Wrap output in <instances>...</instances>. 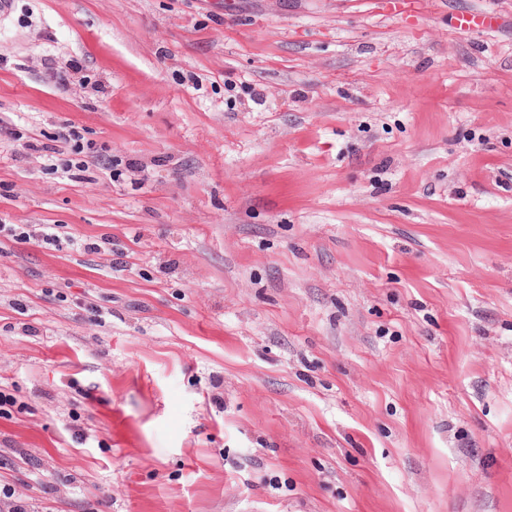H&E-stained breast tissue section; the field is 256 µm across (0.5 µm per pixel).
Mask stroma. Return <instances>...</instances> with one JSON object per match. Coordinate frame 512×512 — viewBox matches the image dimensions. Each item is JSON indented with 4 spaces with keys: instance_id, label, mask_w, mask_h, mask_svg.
<instances>
[{
    "instance_id": "1",
    "label": "stroma",
    "mask_w": 512,
    "mask_h": 512,
    "mask_svg": "<svg viewBox=\"0 0 512 512\" xmlns=\"http://www.w3.org/2000/svg\"><path fill=\"white\" fill-rule=\"evenodd\" d=\"M11 4L0 224L99 249L0 237V484L512 512V0ZM33 231L29 224H0V236L12 238L14 240H30L31 237H38L46 245L60 249L62 247V237L60 236V224H42Z\"/></svg>"
}]
</instances>
